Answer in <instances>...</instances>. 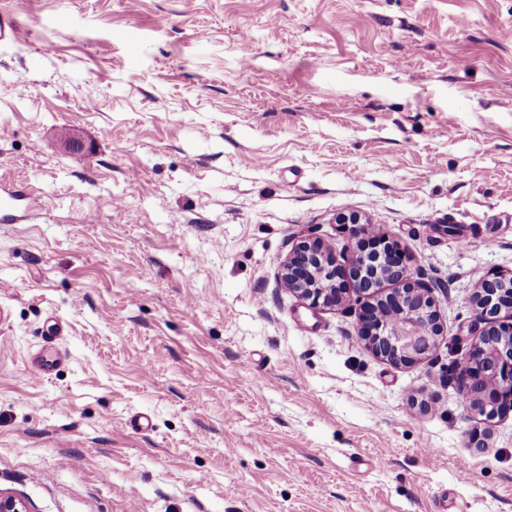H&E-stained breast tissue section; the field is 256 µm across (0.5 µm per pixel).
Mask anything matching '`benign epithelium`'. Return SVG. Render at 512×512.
<instances>
[{
    "label": "benign epithelium",
    "instance_id": "7a95c632",
    "mask_svg": "<svg viewBox=\"0 0 512 512\" xmlns=\"http://www.w3.org/2000/svg\"><path fill=\"white\" fill-rule=\"evenodd\" d=\"M352 237L368 239L371 247L352 251L337 261L317 240L303 241L289 253L281 276L290 290L308 305L336 307L345 301V289L336 280L351 281L360 309L359 333L379 357L411 364L436 346L443 328L433 287L413 279L405 257L394 244L374 235L357 214L337 217ZM392 286L382 292L384 284ZM474 318L467 326L468 353L456 364L457 391L478 414L491 420L512 411V274L484 277L472 297ZM0 512H29L26 503L0 490Z\"/></svg>",
    "mask_w": 512,
    "mask_h": 512
}]
</instances>
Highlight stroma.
<instances>
[{"mask_svg":"<svg viewBox=\"0 0 512 512\" xmlns=\"http://www.w3.org/2000/svg\"><path fill=\"white\" fill-rule=\"evenodd\" d=\"M1 11L0 185L40 209L0 222V489L31 512H512V413L452 379L480 280L512 271V0ZM353 212L448 287L423 360L365 347L356 295L313 309L279 279L301 241L351 251Z\"/></svg>","mask_w":512,"mask_h":512,"instance_id":"1","label":"stroma"}]
</instances>
